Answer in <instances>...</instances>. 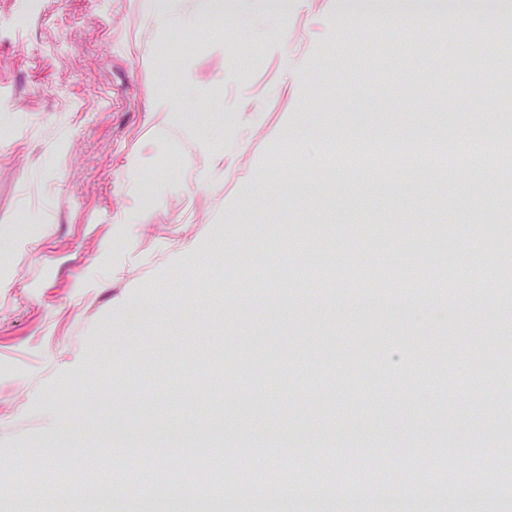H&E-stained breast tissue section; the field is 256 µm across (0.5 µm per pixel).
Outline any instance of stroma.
<instances>
[{"instance_id":"1","label":"stroma","mask_w":512,"mask_h":512,"mask_svg":"<svg viewBox=\"0 0 512 512\" xmlns=\"http://www.w3.org/2000/svg\"><path fill=\"white\" fill-rule=\"evenodd\" d=\"M497 8L481 0L463 32L424 13L359 22L339 0H0V500L59 512L86 461L113 478L83 512H139L129 457L210 483L192 441L213 420L237 429L224 472L248 454L305 481L329 461L347 474L333 496L244 495L248 512H405L419 498L438 512L444 492L426 499L400 472L370 489L355 476L380 448L400 464L405 445L494 457L512 384L491 364L475 377L444 366L432 343L511 345L512 284L476 304L407 269L512 256L483 236L463 256L404 237L456 238L454 205L484 189L482 224L512 240L498 220L512 185L468 166L342 168L336 145L382 128L449 127L459 148L478 129L512 135L494 89L442 95L409 74L381 99L365 92L374 47L396 32L422 49L449 35L500 48L512 17ZM317 248L323 283L306 292L295 281ZM349 264L370 281H345ZM414 300L452 316L415 322ZM190 349L249 360L221 372L217 397L184 384L193 363L168 374ZM411 352L424 356L415 377ZM334 354L349 369L327 366ZM143 399L156 406L145 420L131 411ZM103 420L129 450L91 451Z\"/></svg>"}]
</instances>
